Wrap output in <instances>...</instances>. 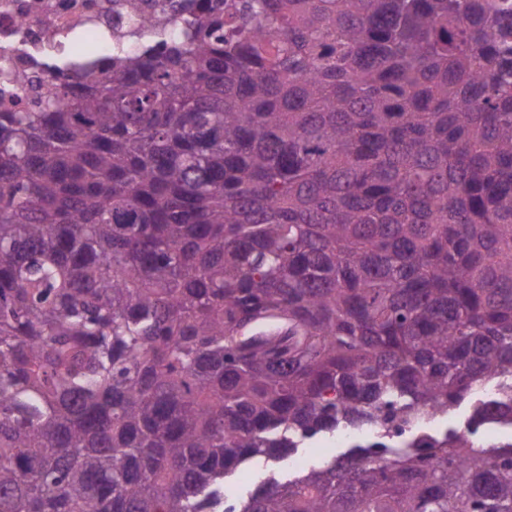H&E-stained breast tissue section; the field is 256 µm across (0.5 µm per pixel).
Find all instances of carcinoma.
<instances>
[{
	"mask_svg": "<svg viewBox=\"0 0 512 512\" xmlns=\"http://www.w3.org/2000/svg\"><path fill=\"white\" fill-rule=\"evenodd\" d=\"M176 15L0 111V512H512V0ZM263 472L262 464H254L252 469L242 472L236 482L225 486V495L229 498L236 497L248 489H251Z\"/></svg>",
	"mask_w": 512,
	"mask_h": 512,
	"instance_id": "obj_1",
	"label": "carcinoma"
}]
</instances>
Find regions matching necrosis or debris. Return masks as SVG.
Here are the masks:
<instances>
[{"mask_svg":"<svg viewBox=\"0 0 512 512\" xmlns=\"http://www.w3.org/2000/svg\"><path fill=\"white\" fill-rule=\"evenodd\" d=\"M138 4L133 17L118 0H0V64L14 76L0 82V101L39 97L69 73L98 67L128 47H151L149 24L165 19L168 2Z\"/></svg>","mask_w":512,"mask_h":512,"instance_id":"4bbe7bcc","label":"necrosis or debris"}]
</instances>
